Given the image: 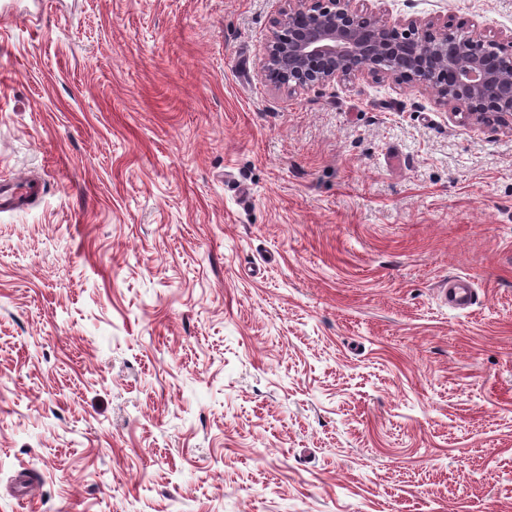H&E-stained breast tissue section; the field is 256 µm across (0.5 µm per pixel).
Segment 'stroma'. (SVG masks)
Listing matches in <instances>:
<instances>
[{"label": "stroma", "instance_id": "35a3bbf8", "mask_svg": "<svg viewBox=\"0 0 512 512\" xmlns=\"http://www.w3.org/2000/svg\"><path fill=\"white\" fill-rule=\"evenodd\" d=\"M279 7L0 0V512H512V132L275 89ZM43 191V180L32 173L15 181H1L0 212L16 210L28 201L41 197ZM443 295L448 308L453 310H465L474 304L475 289L468 278H452L445 284Z\"/></svg>", "mask_w": 512, "mask_h": 512}]
</instances>
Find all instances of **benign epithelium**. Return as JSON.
I'll use <instances>...</instances> for the list:
<instances>
[{
	"mask_svg": "<svg viewBox=\"0 0 512 512\" xmlns=\"http://www.w3.org/2000/svg\"><path fill=\"white\" fill-rule=\"evenodd\" d=\"M262 69L290 92L367 72L430 91L454 118L512 131V55L477 26L452 32L440 18L391 24L361 0H283Z\"/></svg>",
	"mask_w": 512,
	"mask_h": 512,
	"instance_id": "benign-epithelium-1",
	"label": "benign epithelium"
}]
</instances>
